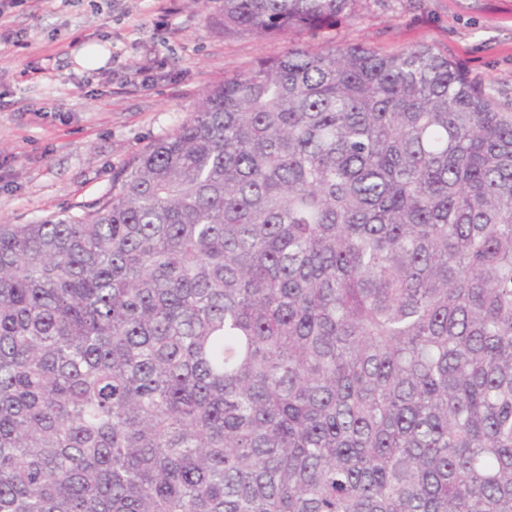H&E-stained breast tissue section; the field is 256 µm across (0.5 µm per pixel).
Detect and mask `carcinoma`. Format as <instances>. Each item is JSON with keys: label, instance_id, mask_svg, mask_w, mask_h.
<instances>
[{"label": "carcinoma", "instance_id": "cac0c4a2", "mask_svg": "<svg viewBox=\"0 0 512 512\" xmlns=\"http://www.w3.org/2000/svg\"><path fill=\"white\" fill-rule=\"evenodd\" d=\"M0 512H512V114L429 47L291 44L0 224Z\"/></svg>", "mask_w": 512, "mask_h": 512}]
</instances>
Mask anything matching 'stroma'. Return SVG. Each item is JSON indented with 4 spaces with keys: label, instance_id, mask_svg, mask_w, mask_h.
I'll use <instances>...</instances> for the list:
<instances>
[{
    "label": "stroma",
    "instance_id": "1",
    "mask_svg": "<svg viewBox=\"0 0 512 512\" xmlns=\"http://www.w3.org/2000/svg\"><path fill=\"white\" fill-rule=\"evenodd\" d=\"M219 0H25L0 27V224H27L89 205L112 174L170 135L224 77L287 43L227 36L210 23ZM293 43L424 45L447 55L494 107L512 113V0H358L336 27ZM103 45V67L78 48ZM44 61L22 75L27 61Z\"/></svg>",
    "mask_w": 512,
    "mask_h": 512
}]
</instances>
